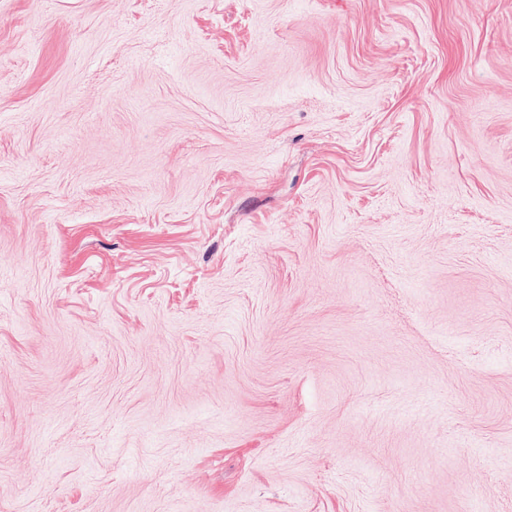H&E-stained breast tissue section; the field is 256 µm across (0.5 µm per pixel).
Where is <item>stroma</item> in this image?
Masks as SVG:
<instances>
[{"mask_svg": "<svg viewBox=\"0 0 512 512\" xmlns=\"http://www.w3.org/2000/svg\"><path fill=\"white\" fill-rule=\"evenodd\" d=\"M512 512V0H0V512Z\"/></svg>", "mask_w": 512, "mask_h": 512, "instance_id": "1", "label": "stroma"}]
</instances>
